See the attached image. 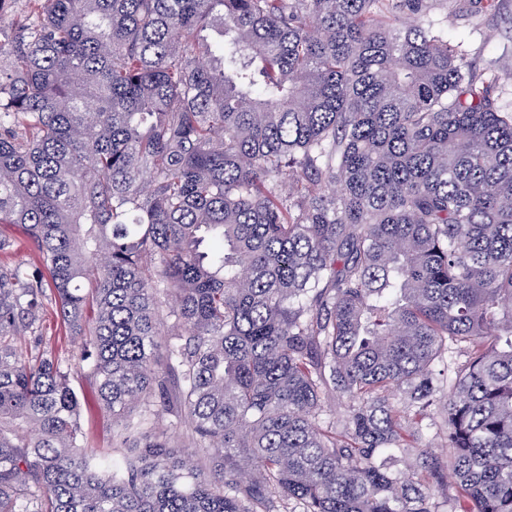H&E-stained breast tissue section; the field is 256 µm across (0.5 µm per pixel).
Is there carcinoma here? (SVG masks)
Here are the masks:
<instances>
[{
	"instance_id": "carcinoma-1",
	"label": "carcinoma",
	"mask_w": 512,
	"mask_h": 512,
	"mask_svg": "<svg viewBox=\"0 0 512 512\" xmlns=\"http://www.w3.org/2000/svg\"><path fill=\"white\" fill-rule=\"evenodd\" d=\"M434 2L0 0V512H512V101ZM42 334L43 345L54 351H62L66 356L72 357L75 363L73 384L82 396L83 425L90 444L94 448H110L111 434L98 406L94 381L86 363L79 360L80 341L66 334L55 308L51 305L44 316Z\"/></svg>"
}]
</instances>
